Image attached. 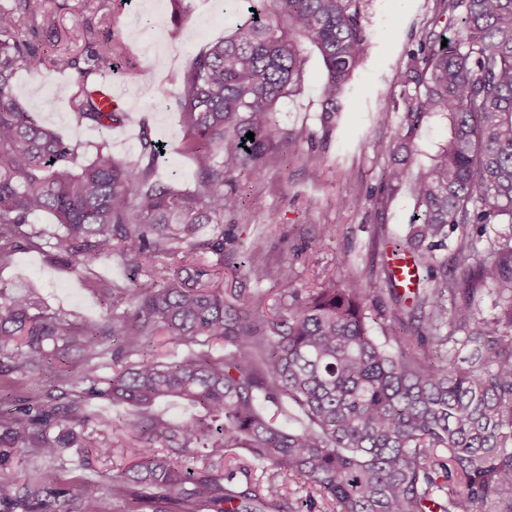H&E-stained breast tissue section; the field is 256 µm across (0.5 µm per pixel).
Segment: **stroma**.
<instances>
[{"mask_svg":"<svg viewBox=\"0 0 512 512\" xmlns=\"http://www.w3.org/2000/svg\"><path fill=\"white\" fill-rule=\"evenodd\" d=\"M190 15L174 21L170 0H47V21L39 22L36 41L45 56L83 49L86 30L102 32L101 20L111 17L112 28L126 46L125 59L108 78L112 96L128 114L127 122L101 135L76 124L68 110L73 74L51 69L20 72L13 81L14 95L42 124L55 129L64 142L80 145L92 154L100 138H107L120 160L137 161L141 130L164 144L156 175L162 181L182 185L192 182L191 157L172 150L182 137L178 114L170 103L179 89V77L192 59L212 41L224 38L245 12L230 13L224 0H189ZM437 0H364L361 24L366 33L364 57L357 68L343 107L330 125H323L320 85L326 77L323 60L308 39H301L305 81L303 88L279 105L277 118L287 129L314 132L316 144H301L297 154L275 159L259 180L239 176L224 215L240 247L262 239L263 257L275 265L280 252L294 260L296 277L281 281L270 274L264 281L225 280L224 289L239 294L241 301L259 298L270 309L290 300L297 288L328 279L340 280L352 269L371 271L370 296L379 298L381 269L389 264L387 241L404 239L415 212L409 187L390 191L383 185L384 172L392 163L382 147L399 131L398 118L377 122L382 112L391 113L404 91L402 71L407 53L429 30ZM448 136L447 117L423 119L421 135L409 158L412 171L427 166ZM319 178H312V169ZM336 228L335 236H321L323 225ZM45 232L40 250L22 251L11 265L0 268V284L26 281L39 288L45 303L72 313L76 320L92 322L102 308L89 278L55 263L50 245L58 226L53 218L39 221ZM53 472L72 491L85 482L108 484L111 476L127 466L120 449L93 464H85L74 448L34 461L11 458L0 463V488L15 494L33 467Z\"/></svg>","mask_w":512,"mask_h":512,"instance_id":"stroma-1","label":"stroma"}]
</instances>
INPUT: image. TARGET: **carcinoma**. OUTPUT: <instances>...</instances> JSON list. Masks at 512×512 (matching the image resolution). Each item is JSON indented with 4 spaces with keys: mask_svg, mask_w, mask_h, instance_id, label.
<instances>
[{
    "mask_svg": "<svg viewBox=\"0 0 512 512\" xmlns=\"http://www.w3.org/2000/svg\"><path fill=\"white\" fill-rule=\"evenodd\" d=\"M231 2L252 11L192 60L173 97L184 131L175 151L196 166L183 189L154 179L161 147L146 130L132 165L105 139L86 159L38 123L12 83L46 66L25 35L46 0H12L0 11V265L42 249L36 218L48 214L59 224L55 262L89 272L117 256L134 268L128 285L100 287L105 313L91 325L47 307L32 288L0 289V367L20 385L49 375L65 399L15 407L19 396L4 389L0 460L79 448L88 461L120 447L129 465L108 490L128 497L131 512H278L287 504L280 475L320 495L308 497L307 512H328L322 500L334 512H428L438 493L442 512H512V0H440L436 22L459 21L455 38L446 26L425 32L402 72L414 94L402 98L393 150L409 151L426 116L451 124L416 177L401 164L384 174L388 188L411 182L418 214L401 247L427 279H440L403 293L393 286L391 307H371L367 273L351 270L340 284L296 291L273 318L224 295L226 270L256 282L270 274L255 255L241 260L226 248L234 240L224 235V187L241 174L262 177L272 154L314 139L276 117L278 102L304 83L300 38L322 57L329 115L366 35L361 0ZM123 57L109 30L53 60L76 74L68 103L77 124L106 132L125 122L95 96ZM456 230L451 262L439 260L437 248ZM486 295L499 311L479 319ZM372 317L382 320L381 340L370 333ZM157 336L188 351L161 359ZM108 355L113 371L103 378ZM171 399L194 414L173 424L151 412ZM94 400L131 412L116 422L93 417ZM285 400L301 413L300 427H281L262 407ZM92 421L112 439L87 434ZM240 449L275 472L255 478L251 467L227 464ZM189 457L206 463L193 480ZM105 490L83 485L79 512H100ZM33 505L72 512L69 490L48 471L33 472L6 509Z\"/></svg>",
    "mask_w": 512,
    "mask_h": 512,
    "instance_id": "1",
    "label": "carcinoma"
}]
</instances>
